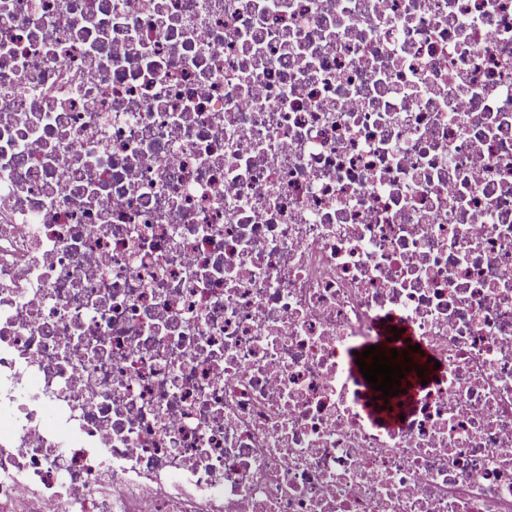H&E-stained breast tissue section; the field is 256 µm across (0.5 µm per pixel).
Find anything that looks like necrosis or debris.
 I'll return each instance as SVG.
<instances>
[{"mask_svg":"<svg viewBox=\"0 0 512 512\" xmlns=\"http://www.w3.org/2000/svg\"><path fill=\"white\" fill-rule=\"evenodd\" d=\"M14 501L512 512V0H0Z\"/></svg>","mask_w":512,"mask_h":512,"instance_id":"1","label":"necrosis or debris"}]
</instances>
